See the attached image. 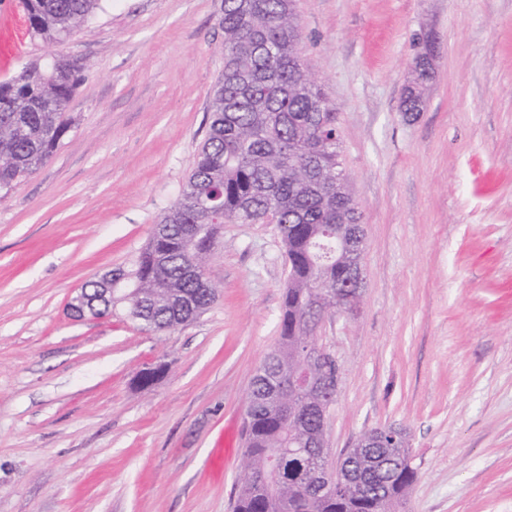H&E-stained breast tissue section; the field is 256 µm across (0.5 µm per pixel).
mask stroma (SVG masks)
<instances>
[{
  "label": "stroma",
  "instance_id": "1",
  "mask_svg": "<svg viewBox=\"0 0 512 512\" xmlns=\"http://www.w3.org/2000/svg\"><path fill=\"white\" fill-rule=\"evenodd\" d=\"M294 7L366 233L357 311L315 329L341 370L331 458L397 425L417 471L399 512H512V0ZM221 8L101 0L63 43L0 13V81L59 53L87 66L62 144L0 196V512L233 510L246 398L279 337L276 226L224 224L206 265L219 296L171 333L68 312L134 259L190 174L224 68ZM426 38L434 78L412 117ZM433 43L425 40L421 51L414 59V79L405 90L402 99V111L414 116L423 109V94L427 84L432 80L433 71L431 61L434 57Z\"/></svg>",
  "mask_w": 512,
  "mask_h": 512
}]
</instances>
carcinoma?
Returning <instances> with one entry per match:
<instances>
[{
    "label": "carcinoma",
    "mask_w": 512,
    "mask_h": 512,
    "mask_svg": "<svg viewBox=\"0 0 512 512\" xmlns=\"http://www.w3.org/2000/svg\"><path fill=\"white\" fill-rule=\"evenodd\" d=\"M100 0H23L31 34L58 42L95 13ZM224 72L213 86L207 131L175 203L162 213L133 262L112 275V306L141 330L163 335L205 312L217 287L206 275L226 223L275 224L288 263L280 334L247 396L246 441L234 512H396L417 476L406 441L365 448L341 490L327 486L326 429L339 387L335 362L317 369L302 394L282 393L299 368L306 327L336 301L363 248L336 251L331 224H358L343 190L338 114L300 52L294 0H224ZM433 43L414 59L402 111L423 109ZM86 65L63 56L23 68L0 83V191L33 173L71 129L66 112Z\"/></svg>",
    "instance_id": "carcinoma-1"
}]
</instances>
